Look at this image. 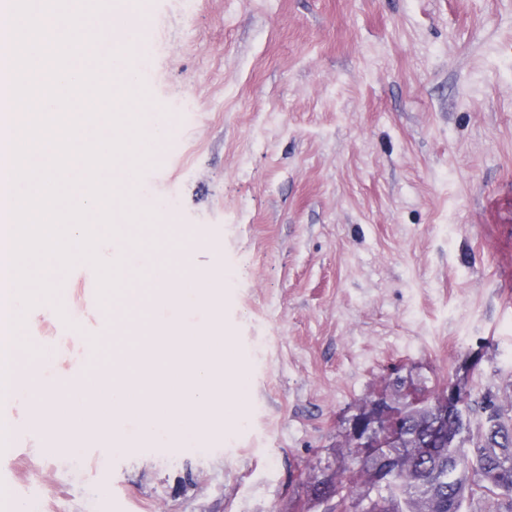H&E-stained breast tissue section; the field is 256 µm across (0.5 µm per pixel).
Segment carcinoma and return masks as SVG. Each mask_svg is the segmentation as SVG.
Segmentation results:
<instances>
[{"instance_id": "1", "label": "carcinoma", "mask_w": 512, "mask_h": 512, "mask_svg": "<svg viewBox=\"0 0 512 512\" xmlns=\"http://www.w3.org/2000/svg\"><path fill=\"white\" fill-rule=\"evenodd\" d=\"M437 401L436 396L403 394L392 406L400 433L414 443L426 438L437 418ZM447 421V438L428 459L420 461L406 444L386 440L384 447L359 459V474L367 480L351 477L334 492L343 501L354 499L361 512H425L426 483L434 479L443 496L440 512H460L462 502L475 495L485 500L488 512H495V501L512 498V416L487 393L478 401L458 398L448 406ZM384 455L392 458L393 472L387 485L378 486L373 472Z\"/></svg>"}]
</instances>
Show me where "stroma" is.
<instances>
[{"label":"stroma","mask_w":512,"mask_h":512,"mask_svg":"<svg viewBox=\"0 0 512 512\" xmlns=\"http://www.w3.org/2000/svg\"><path fill=\"white\" fill-rule=\"evenodd\" d=\"M150 98L172 112L136 175L201 227L243 413L209 435L118 452L37 430L4 484L27 512H332L359 468L352 424L397 386L450 381L512 415V0H142ZM26 312L42 384L91 379L109 335L94 267Z\"/></svg>","instance_id":"1"}]
</instances>
